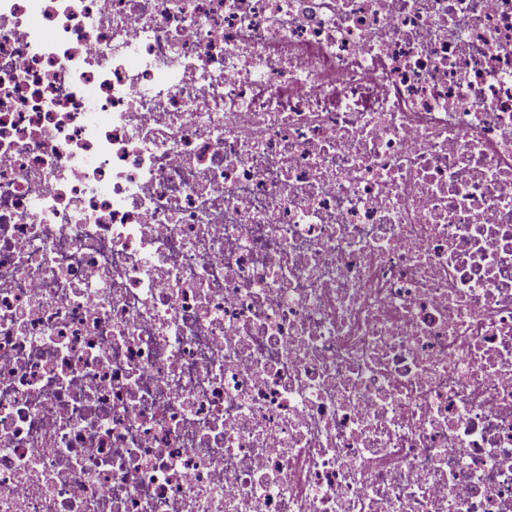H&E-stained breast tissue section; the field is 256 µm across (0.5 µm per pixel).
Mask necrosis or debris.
I'll return each mask as SVG.
<instances>
[{"mask_svg": "<svg viewBox=\"0 0 512 512\" xmlns=\"http://www.w3.org/2000/svg\"><path fill=\"white\" fill-rule=\"evenodd\" d=\"M0 512H512V0H0Z\"/></svg>", "mask_w": 512, "mask_h": 512, "instance_id": "necrosis-or-debris-1", "label": "necrosis or debris"}]
</instances>
